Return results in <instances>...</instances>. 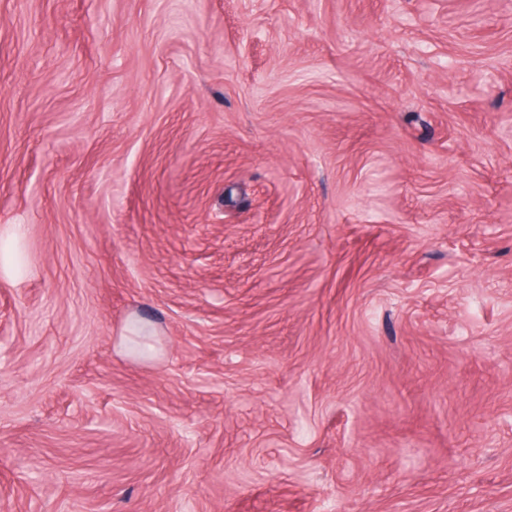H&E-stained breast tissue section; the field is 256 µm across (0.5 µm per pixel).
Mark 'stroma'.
<instances>
[{"instance_id": "1", "label": "stroma", "mask_w": 512, "mask_h": 512, "mask_svg": "<svg viewBox=\"0 0 512 512\" xmlns=\"http://www.w3.org/2000/svg\"><path fill=\"white\" fill-rule=\"evenodd\" d=\"M0 512H512V0H0Z\"/></svg>"}]
</instances>
